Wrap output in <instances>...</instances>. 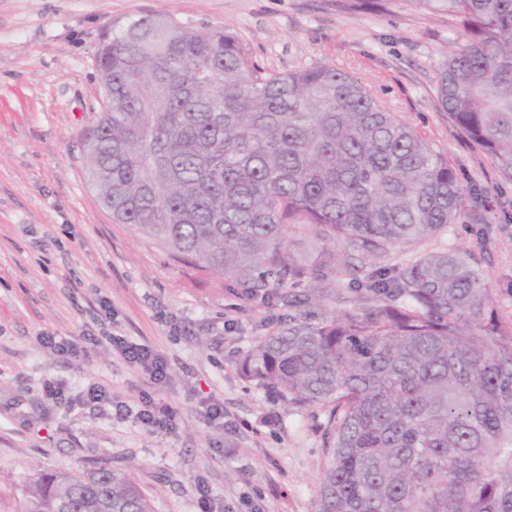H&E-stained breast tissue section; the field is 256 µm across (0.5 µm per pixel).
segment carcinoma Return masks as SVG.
Here are the masks:
<instances>
[{
	"label": "carcinoma",
	"instance_id": "obj_1",
	"mask_svg": "<svg viewBox=\"0 0 512 512\" xmlns=\"http://www.w3.org/2000/svg\"><path fill=\"white\" fill-rule=\"evenodd\" d=\"M467 42L437 98L512 181V0H411ZM105 108L84 131L88 178L112 220L251 295L288 307L333 288L284 248L312 231L383 257L456 222L448 160L356 78L327 63L265 72L223 27L114 19L96 55ZM344 312L288 317L246 352L245 378L325 409L317 512H512V322L461 252L355 278ZM17 512H152L133 475L102 462L35 472Z\"/></svg>",
	"mask_w": 512,
	"mask_h": 512
}]
</instances>
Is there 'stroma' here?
Segmentation results:
<instances>
[{
    "instance_id": "obj_1",
    "label": "stroma",
    "mask_w": 512,
    "mask_h": 512,
    "mask_svg": "<svg viewBox=\"0 0 512 512\" xmlns=\"http://www.w3.org/2000/svg\"><path fill=\"white\" fill-rule=\"evenodd\" d=\"M138 15L224 26L267 71L329 63L361 81L448 159L469 195L419 252L466 253L512 321V182L436 95L440 67L466 38L446 12L405 0L364 12L336 0H0V512H17L26 475L102 460L133 474L153 512H315L324 411L238 369L288 307L113 223L87 181L83 133L104 105L99 38L112 20ZM104 317L165 358V382L101 338ZM47 333L78 340L80 355L44 347ZM94 385L111 403L86 402ZM148 398L171 409L172 428L136 419ZM214 403L224 415L211 420Z\"/></svg>"
}]
</instances>
